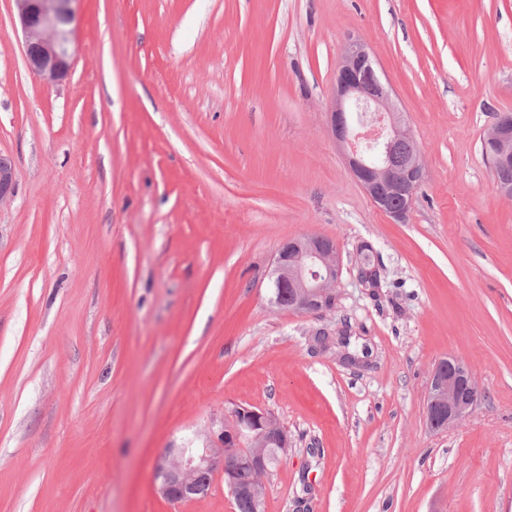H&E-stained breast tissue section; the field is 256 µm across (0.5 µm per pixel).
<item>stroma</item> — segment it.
Segmentation results:
<instances>
[{
	"mask_svg": "<svg viewBox=\"0 0 512 512\" xmlns=\"http://www.w3.org/2000/svg\"><path fill=\"white\" fill-rule=\"evenodd\" d=\"M72 72L27 67L0 0V512H235L223 475L172 503L151 470L241 406L287 455L264 512H512V199L482 150L512 113V0H80ZM370 46L424 177L378 210L331 129ZM335 241V307L271 302L280 245ZM370 243L379 287L358 277ZM349 325L354 367L313 350ZM470 417L431 431L432 369ZM476 384L468 364L456 357L439 361L432 370L427 393V425L445 430L465 420L477 403Z\"/></svg>",
	"mask_w": 512,
	"mask_h": 512,
	"instance_id": "35a3bbf8",
	"label": "stroma"
}]
</instances>
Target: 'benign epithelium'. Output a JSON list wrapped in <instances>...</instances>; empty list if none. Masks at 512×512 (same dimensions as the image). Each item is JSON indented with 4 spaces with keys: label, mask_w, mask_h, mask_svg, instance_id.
Masks as SVG:
<instances>
[{
    "label": "benign epithelium",
    "mask_w": 512,
    "mask_h": 512,
    "mask_svg": "<svg viewBox=\"0 0 512 512\" xmlns=\"http://www.w3.org/2000/svg\"><path fill=\"white\" fill-rule=\"evenodd\" d=\"M29 70L47 83H59L73 68L71 24L76 0H15ZM333 132L349 148V167L372 203L394 221L410 213L423 176L419 153L402 155L398 145L411 139L390 86L379 76L368 45L350 37L336 66L332 107ZM484 143L494 148L500 167L512 161V131L497 121ZM15 191L14 167L0 155V202ZM340 257L335 243L320 236L287 240L272 272L271 303L284 306L290 289L291 308L318 314L336 302ZM477 403L476 384L468 364L456 357L439 361L427 393V425L445 430L465 420ZM200 445L169 448L154 462L152 483L166 500L180 502L207 494L214 473H224L232 496L249 494L259 501L256 475L267 469L270 445L288 449V440L267 410L242 406L231 421H219L197 437Z\"/></svg>",
    "instance_id": "1"
}]
</instances>
